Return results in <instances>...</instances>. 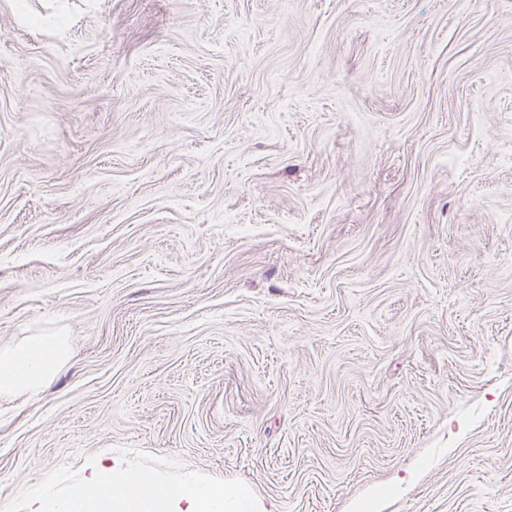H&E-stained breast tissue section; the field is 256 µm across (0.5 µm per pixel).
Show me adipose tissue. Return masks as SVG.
<instances>
[{"instance_id":"1","label":"adipose tissue","mask_w":512,"mask_h":512,"mask_svg":"<svg viewBox=\"0 0 512 512\" xmlns=\"http://www.w3.org/2000/svg\"><path fill=\"white\" fill-rule=\"evenodd\" d=\"M63 338L49 337L0 353V396H33L65 361Z\"/></svg>"}]
</instances>
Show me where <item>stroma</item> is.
<instances>
[{"mask_svg":"<svg viewBox=\"0 0 512 512\" xmlns=\"http://www.w3.org/2000/svg\"><path fill=\"white\" fill-rule=\"evenodd\" d=\"M0 510L119 449L275 512H512V0H0ZM63 338L49 337L0 353V396H33L66 360Z\"/></svg>","mask_w":512,"mask_h":512,"instance_id":"1","label":"stroma"}]
</instances>
